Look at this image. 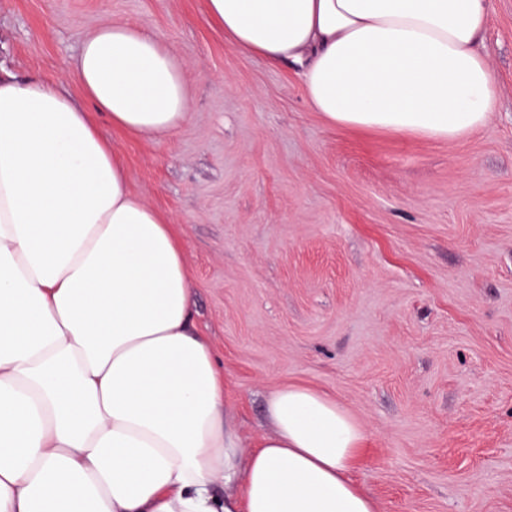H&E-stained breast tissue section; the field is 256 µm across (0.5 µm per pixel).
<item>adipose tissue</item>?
I'll use <instances>...</instances> for the list:
<instances>
[{
  "label": "adipose tissue",
  "mask_w": 512,
  "mask_h": 512,
  "mask_svg": "<svg viewBox=\"0 0 512 512\" xmlns=\"http://www.w3.org/2000/svg\"><path fill=\"white\" fill-rule=\"evenodd\" d=\"M492 0H206L230 44L296 64L330 124L459 140L498 105L477 46ZM77 104L0 76V512H377L349 479L365 431L285 385L247 446L193 323L169 217L95 131L159 136L190 110L155 36L105 25L81 45ZM223 483V495L214 486Z\"/></svg>",
  "instance_id": "adipose-tissue-1"
}]
</instances>
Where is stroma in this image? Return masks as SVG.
<instances>
[{
    "label": "stroma",
    "mask_w": 512,
    "mask_h": 512,
    "mask_svg": "<svg viewBox=\"0 0 512 512\" xmlns=\"http://www.w3.org/2000/svg\"><path fill=\"white\" fill-rule=\"evenodd\" d=\"M107 23L183 67L190 112L168 133L91 118L184 241L244 436L303 384L363 425L350 476L378 512H512V0L479 46L498 110L456 141L329 125L205 0H0V65L83 102L75 60Z\"/></svg>",
    "instance_id": "1"
}]
</instances>
